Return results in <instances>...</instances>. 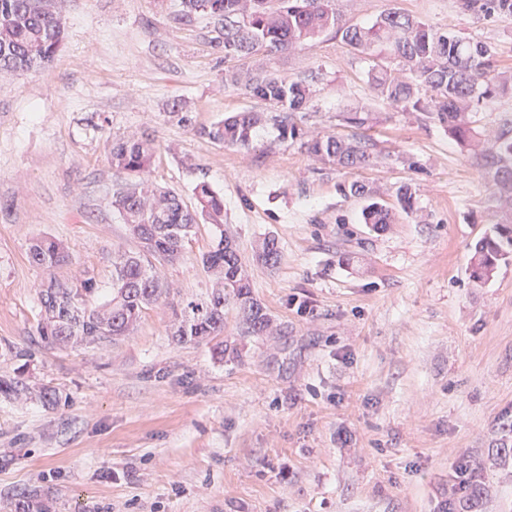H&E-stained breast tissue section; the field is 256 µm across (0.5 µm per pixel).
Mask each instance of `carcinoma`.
<instances>
[{
    "label": "carcinoma",
    "mask_w": 512,
    "mask_h": 512,
    "mask_svg": "<svg viewBox=\"0 0 512 512\" xmlns=\"http://www.w3.org/2000/svg\"><path fill=\"white\" fill-rule=\"evenodd\" d=\"M459 8L475 15L512 16V0H458ZM182 17L190 19L202 11L220 25L224 57L266 56L290 52L327 31H333L351 48L373 52L386 44L390 61L370 74L374 90L382 97L412 108L425 116H436L460 140L471 135L469 113L482 101L512 90V74L493 69L494 49L481 40L426 27L405 13L390 11L369 26L349 24L332 8L330 0H182ZM56 0H0V74L13 76L49 64L63 42ZM317 76L288 79L262 70H228L224 82L244 87L252 96L275 106L274 113L239 112L199 134L227 146L248 147L255 128L273 122L283 140H301L314 156L342 167H360L370 159L367 142L352 143L335 136H312L293 121L305 109ZM155 153L150 135H132L111 144L112 170L134 181L119 186L114 206L138 240L139 251L124 254L113 263L112 297L101 306L92 304L99 290L96 276L83 271L71 278L54 276L39 291L40 319L36 334L41 342L57 344L72 339L89 344L110 345L130 334L143 312L169 289L163 286L157 266L178 259L186 230L195 229L207 216L219 229L202 264L216 277L213 287L195 300H173L178 322L175 335L184 343L214 339L224 332V308L234 305L241 314L245 332L264 336L271 319L252 296L249 273L233 239L223 230L224 196L204 181L196 184L198 207L189 208L182 197L159 191L148 180ZM486 166L496 169L505 188L512 191V139L498 143ZM365 223L378 231L394 223L392 211L376 202L365 210ZM512 257V225L495 224L475 245L471 269L474 280L489 279L499 264ZM29 261L49 270L68 259L64 247L54 240L32 242ZM258 259L274 266L281 248L274 236L263 238Z\"/></svg>",
    "instance_id": "carcinoma-1"
}]
</instances>
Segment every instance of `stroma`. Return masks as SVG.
I'll use <instances>...</instances> for the list:
<instances>
[{
    "instance_id": "35a3bbf8",
    "label": "stroma",
    "mask_w": 512,
    "mask_h": 512,
    "mask_svg": "<svg viewBox=\"0 0 512 512\" xmlns=\"http://www.w3.org/2000/svg\"><path fill=\"white\" fill-rule=\"evenodd\" d=\"M352 24L397 10L491 44L512 73V16L461 12L457 0H334ZM64 42L44 70L0 76V512L38 499L51 512H445L455 469L478 495L460 512H512V259L471 277L476 243L512 218L482 156L512 138V94L485 101L460 142L435 120L378 96V53L326 32L290 54L231 59L205 13L180 0H61ZM318 81L295 120L351 137L365 109L368 165L344 169L257 129L247 148L202 137L238 112L271 111L225 85L234 67ZM181 103L186 122L171 118ZM156 142L150 179L194 205L207 182L224 196V228L274 335L245 336L235 308L221 341L181 343L159 301L102 350L47 346L36 334L37 286L85 268L100 298L112 261L138 243L112 206L113 140ZM357 182L367 196L346 194ZM413 212L399 203L401 189ZM376 201L395 222L362 220ZM281 260L257 258L264 236ZM214 228L200 221L161 277L203 296ZM37 237L69 251L47 272ZM227 346L218 353L217 343ZM57 402L44 404L43 392Z\"/></svg>"
}]
</instances>
